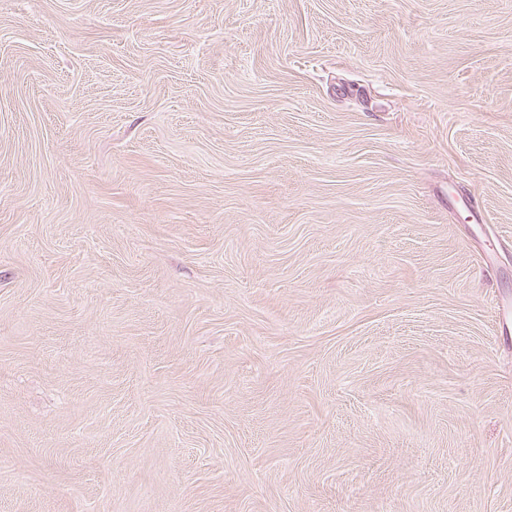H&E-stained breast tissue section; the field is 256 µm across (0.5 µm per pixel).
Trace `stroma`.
<instances>
[{"instance_id":"35a3bbf8","label":"stroma","mask_w":512,"mask_h":512,"mask_svg":"<svg viewBox=\"0 0 512 512\" xmlns=\"http://www.w3.org/2000/svg\"><path fill=\"white\" fill-rule=\"evenodd\" d=\"M507 306L512 0H0V512H512Z\"/></svg>"}]
</instances>
